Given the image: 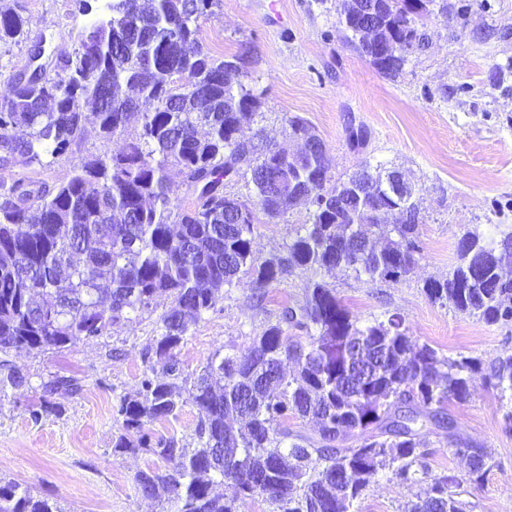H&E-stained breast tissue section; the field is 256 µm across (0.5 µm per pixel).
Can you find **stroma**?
<instances>
[{
  "label": "stroma",
  "mask_w": 512,
  "mask_h": 512,
  "mask_svg": "<svg viewBox=\"0 0 512 512\" xmlns=\"http://www.w3.org/2000/svg\"><path fill=\"white\" fill-rule=\"evenodd\" d=\"M28 21L24 42L0 44V99L29 69L30 52L43 44V64L55 65L78 47L89 18L78 0H10ZM344 0H219L200 16V41L214 55L247 52L249 83L262 101L244 138L265 130L289 147L287 117L305 118L322 138L335 176L351 173L361 159L402 170L419 190L421 259L406 280L370 284L344 273L325 279L359 324L391 313L403 316L417 343L445 355L490 363L512 354V323L489 325L431 302L423 285L446 277L457 262L456 243L473 227L492 233L512 225V75L488 80L493 64L512 61V0H443L425 20L429 43L408 58L394 78L379 73L338 32ZM364 125L366 145L351 149L350 125ZM82 152L40 167L15 158L13 178L66 181ZM308 216L295 207L273 224L258 225L253 249L261 258L282 253L294 228ZM311 273L295 272L256 299L249 279L221 288L214 312L178 350L184 373L198 372L215 351L242 352L253 336L276 322L284 305L302 301ZM156 317L121 322L111 335L68 350L0 353L27 378L0 396V477L32 494L58 500L65 512H160L139 497L133 477L157 465L155 456L117 454L115 405L134 394L145 374H162L151 355ZM57 376L80 380V392L45 395ZM50 398L64 412L34 420L31 412ZM459 442L487 448L493 465L482 484L469 486L472 512H512V428L503 418L500 392L484 372L473 373L465 401L449 402ZM419 486L379 471L357 502V512H404Z\"/></svg>",
  "instance_id": "stroma-1"
}]
</instances>
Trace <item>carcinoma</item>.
<instances>
[{
  "label": "carcinoma",
  "instance_id": "cac0c4a2",
  "mask_svg": "<svg viewBox=\"0 0 512 512\" xmlns=\"http://www.w3.org/2000/svg\"><path fill=\"white\" fill-rule=\"evenodd\" d=\"M215 0H106L81 35L80 48L59 59L45 84L15 81L0 99V352L11 348L64 351L108 336L122 320L159 314L155 355L166 359L163 379L145 377L139 390L119 397L112 451L146 450L163 462L136 472L138 496L162 503V512H237L238 498H260L270 512H350L380 470L404 482L429 484L407 512H466L467 484L492 467L480 447L462 476L434 474L421 448L431 427L454 437L448 400H465L476 360L445 356L412 342L397 313L357 324L322 280L309 284L301 304L252 338L241 353L214 352L202 373L184 374L175 350L209 312L214 289L242 277L262 290L297 270L330 267L374 284L398 282L419 262V215L410 196H395L393 168L358 164L360 179L335 177L323 147L295 161L276 144L260 149L239 138L237 126L254 116L260 97L247 86L242 53L216 57L199 40L197 20ZM435 0H348L339 32L382 74L402 72L425 34L415 17L429 16ZM373 24L392 40L388 52L359 36ZM18 12L0 10V44L28 34ZM136 138L117 152L90 153L60 184L5 180L17 156L49 166L93 135L106 142L124 135L139 103ZM177 169L191 194L185 202L169 172ZM249 177L256 207L225 191ZM316 198L284 254L260 259L257 225L294 208V197ZM409 218L385 224L390 204ZM458 261L444 280L424 288L429 298L489 325L512 322V227L487 240L466 231ZM291 326L307 335L289 336ZM293 363L291 373L279 368ZM7 369L0 393L27 383ZM501 397L512 403V354L488 364ZM77 392L73 377H57L45 392ZM187 404L198 420L188 440L171 436L150 445L146 427L177 419ZM325 419L316 435L292 430L288 417ZM360 441L354 448L341 443ZM235 488L226 500L214 486ZM0 512H62L27 487L0 483Z\"/></svg>",
  "mask_w": 512,
  "mask_h": 512
}]
</instances>
